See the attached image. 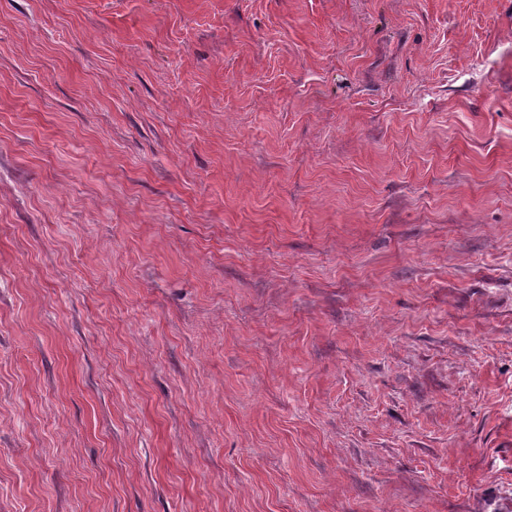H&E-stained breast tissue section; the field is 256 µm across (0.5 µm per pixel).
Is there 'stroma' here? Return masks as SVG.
Returning a JSON list of instances; mask_svg holds the SVG:
<instances>
[{"instance_id":"35a3bbf8","label":"stroma","mask_w":512,"mask_h":512,"mask_svg":"<svg viewBox=\"0 0 512 512\" xmlns=\"http://www.w3.org/2000/svg\"><path fill=\"white\" fill-rule=\"evenodd\" d=\"M512 499V0H0V512Z\"/></svg>"}]
</instances>
